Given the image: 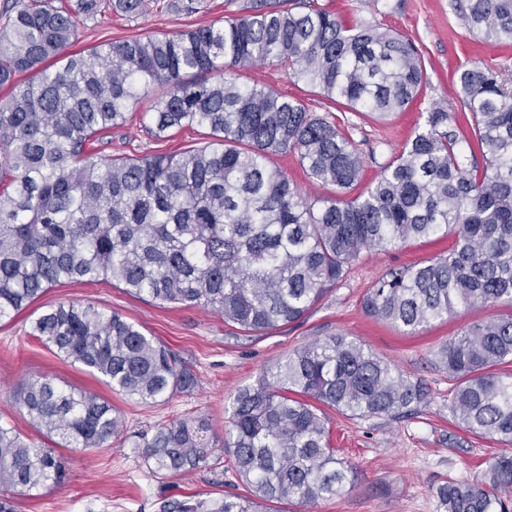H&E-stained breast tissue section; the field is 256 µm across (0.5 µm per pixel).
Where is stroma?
I'll return each mask as SVG.
<instances>
[{
    "label": "stroma",
    "mask_w": 512,
    "mask_h": 512,
    "mask_svg": "<svg viewBox=\"0 0 512 512\" xmlns=\"http://www.w3.org/2000/svg\"><path fill=\"white\" fill-rule=\"evenodd\" d=\"M176 0H153L150 9L129 18L106 10L78 30L77 48L151 34H173L200 25L223 24L225 16L241 12L253 0H202L199 10L185 13ZM319 5L378 31L400 34L421 49L427 82L413 105L404 112L378 120L337 111L317 89L288 77L272 63L241 71L246 86L276 89L300 99L308 111L340 122L357 144L363 161L357 192L371 187L383 166L399 153L432 108L459 114L465 107L457 72L472 64L484 65L512 80V43L496 44L460 25L456 0H317ZM150 120L133 111L122 127L93 146L99 157H140L199 147L207 139L201 127L174 129L155 138ZM452 238L413 240L382 252L361 254L346 277L297 323L266 334L243 332L223 317L200 307L162 308L151 298L134 297L110 281L62 282L49 288L26 311L0 319V420L9 422L32 441L41 436L15 403L20 378L45 374L64 389L78 387L110 401L122 419L118 441L93 452L64 449L69 466L62 484L33 495L0 489V504L8 512H161L164 502L191 496L209 507L223 505L226 495L245 494L236 476L229 442L228 421L238 391L256 383L261 371L289 352L332 334L360 339L365 348L394 364L407 378L423 381L426 404L416 414L390 420L358 419L328 410L331 443L339 458L353 467L341 495L300 508L279 509L260 504L258 512H441L438 486L449 479L480 482L491 477L490 466L503 446L494 439L459 427L450 411L453 384L436 363L448 339L469 325L499 314V307L474 308L432 322L410 335L403 329L367 316L362 300L373 283L390 269L421 265L447 254ZM92 303L122 315L146 335L166 346L178 364L195 377V385L173 396L145 403L112 390L77 363L55 356L33 335L35 319L68 302ZM192 414L207 419L222 450L207 464L187 475L159 477L147 468L145 443L163 424Z\"/></svg>",
    "instance_id": "1"
}]
</instances>
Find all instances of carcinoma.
<instances>
[{
  "label": "carcinoma",
  "instance_id": "1",
  "mask_svg": "<svg viewBox=\"0 0 512 512\" xmlns=\"http://www.w3.org/2000/svg\"><path fill=\"white\" fill-rule=\"evenodd\" d=\"M137 17L147 0H111ZM100 0H9L0 12V318L18 314L63 280H112L160 305L198 306L249 333L296 322L364 252L452 235L448 254L394 268L365 294L366 315L413 334L476 306L510 312L465 327L438 353L456 382L450 412L472 434L512 447V86L478 65L458 82L469 134L434 108L366 193L351 195L362 160L347 132L296 99L236 82L237 71L275 62L353 112L405 111L425 83L416 44L347 23L325 8L296 12L259 0L224 24L74 51ZM462 25L512 42V0H462ZM155 86L164 88L156 97ZM146 105L158 139L204 127V146L141 158L97 157L96 138ZM294 153L309 178L336 187L311 198L270 155ZM480 153L483 167L468 166ZM34 335L56 355L148 403L195 384L171 352L118 313L86 303L41 314ZM423 383L343 334L313 340L241 389L231 417L236 472L248 495L220 512H257V501L300 507L343 491L352 467L331 446L329 408L354 418L398 419L428 402ZM17 402L45 438L102 448L120 434L110 402L28 376ZM216 443L203 418L160 427L144 449L154 475H186ZM56 450L0 422V486L26 493L58 485ZM444 512H512V454L490 485L448 480ZM163 512H209L172 500Z\"/></svg>",
  "mask_w": 512,
  "mask_h": 512
}]
</instances>
